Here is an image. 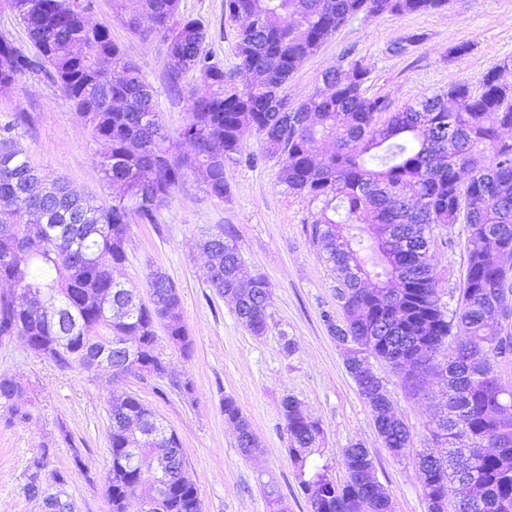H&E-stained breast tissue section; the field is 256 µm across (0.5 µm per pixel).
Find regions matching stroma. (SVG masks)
<instances>
[{
    "mask_svg": "<svg viewBox=\"0 0 512 512\" xmlns=\"http://www.w3.org/2000/svg\"><path fill=\"white\" fill-rule=\"evenodd\" d=\"M181 14L205 27L206 51L225 70L235 69L237 23L224 17V0H179ZM90 24L109 28L126 57L143 70L155 92L156 108L170 136L187 118V96L195 83L185 75L179 90L167 82L166 45L158 35L130 33L112 10V0H93ZM468 45L456 54L459 45ZM512 60V0H450L447 7L402 16L349 18L289 79L285 93L297 103L322 86L332 68L360 63L369 71L368 96L395 112L424 94L453 84H478L496 65ZM18 120L15 145L42 173L64 177L79 194L111 202L118 186L98 166L103 150L57 87L43 75H28L0 95V122ZM255 163L224 168L228 190L218 199L206 191L200 172H191L153 222L135 219L128 234V260L114 278L145 291L153 269L177 287L192 340L190 353L164 348L171 377L190 382L192 394L152 377L113 379L109 370L66 372L32 353L15 335L0 341V375L35 390L32 419L7 423L0 415V512H43L42 502L21 490L22 473L46 443L54 444L49 471L66 475L65 492L76 512H108L105 476L109 469L107 399L113 389L136 394L178 434L198 486L203 512H270L263 486L272 481L288 512H309L286 454L288 435L281 402L297 399L323 428V445L339 449L362 443L370 452L378 481L391 494L394 512H427L417 466L429 448L428 427L442 402V381L432 376L413 393L390 365L372 361L393 408L411 432L402 456L384 447L368 404L346 365V351L329 332L325 316L341 319L336 298L339 273L325 262L310 237L314 204L285 191L276 159L263 156L257 137L243 144ZM233 232L245 274L270 285L268 328L255 336L239 321L233 302L210 287L208 259L196 243L202 235ZM467 227L454 225L450 242L433 245L443 302L459 292L465 276ZM233 398L259 442L244 456L235 427L224 417Z\"/></svg>",
    "mask_w": 512,
    "mask_h": 512,
    "instance_id": "1",
    "label": "stroma"
}]
</instances>
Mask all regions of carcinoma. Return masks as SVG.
<instances>
[{
  "mask_svg": "<svg viewBox=\"0 0 512 512\" xmlns=\"http://www.w3.org/2000/svg\"><path fill=\"white\" fill-rule=\"evenodd\" d=\"M30 53L0 39V94L31 73L45 72L106 151L99 166L123 194L109 204L72 192L49 179L15 148L17 123L0 125V340L16 333L34 354L61 371L91 369V359L112 344V376H167L157 328L170 346L189 354L192 342L181 297L160 270L149 274L151 304H137L133 288L112 270L127 260L133 217L151 221L190 170L205 173L206 191L224 198V167L237 163L247 137L278 159L279 182L317 204L311 236L326 261L343 274L337 298L343 320L326 316L338 342L362 345L389 363L404 387L417 392L446 352L444 411L429 429L448 441V458L421 453L418 467L428 512H512V385L496 371L512 361V333L489 332L508 300L512 276V64L484 74L479 85L457 83L439 94L409 101L381 119L387 108L366 96L367 70L324 73L325 89L292 105L283 94L297 68L358 13L402 16L438 10L450 0H224V16L243 20L237 33L236 71L204 50L201 22L179 13L178 0H139L132 14L115 10L130 33L160 35L167 43L169 85L180 88L193 72L189 112L172 143L155 108L151 86L106 27L89 25L92 0H12ZM149 26H144V23ZM249 82L240 87L236 76ZM335 147L318 153L320 140ZM345 219L336 220L339 210ZM465 224L467 268L455 308L442 302L433 268L434 230ZM209 284L234 299L243 325L265 333L270 289L260 275L247 277L232 236L224 229L202 238ZM127 345L139 367L124 366ZM371 408L385 448L400 456L411 435L396 414L385 385L354 376ZM0 376V408L13 423L31 418L32 399ZM224 417L236 426L238 447L251 455L256 439L236 402L224 399ZM110 466L105 495L109 512H202L189 466L176 455L177 433L138 397L115 389L108 398ZM282 414L288 459L310 512H392L377 481L373 459L360 443L335 453L321 447L323 429L286 397ZM53 449L40 448L24 472L23 493L42 498L44 512H74L63 493L47 492L43 473ZM341 456L344 481L332 476ZM155 463L142 480V462Z\"/></svg>",
  "mask_w": 512,
  "mask_h": 512,
  "instance_id": "carcinoma-1",
  "label": "carcinoma"
}]
</instances>
